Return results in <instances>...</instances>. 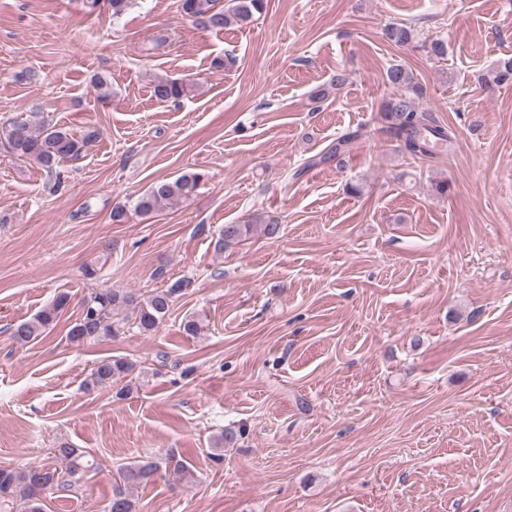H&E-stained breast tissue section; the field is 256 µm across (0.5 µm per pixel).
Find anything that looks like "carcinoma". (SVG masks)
I'll use <instances>...</instances> for the list:
<instances>
[{
    "mask_svg": "<svg viewBox=\"0 0 512 512\" xmlns=\"http://www.w3.org/2000/svg\"><path fill=\"white\" fill-rule=\"evenodd\" d=\"M266 7V0H181V10L207 29L222 30L230 25L243 27L252 22L255 15ZM387 39L404 46L415 39L414 30L405 24H393L386 29ZM386 82L394 89L383 104L381 119L387 135L398 144L399 150L419 158L432 153L436 144L452 142L451 132L436 124L428 113L418 109L417 101L425 94L423 86L413 74L400 64L386 70ZM349 79L339 70L330 82L313 92V98L327 100ZM512 83V58L499 63L483 87L492 92L495 88ZM182 81L158 78L153 84V96L161 102H176L186 93ZM4 135L7 152L17 159L39 164L53 174L61 164L77 159L84 149L100 135L95 126H88L79 137L63 127L47 124L39 112L28 118L11 123L0 131ZM359 137L356 131L347 132L336 139L323 159L338 162L349 151V145ZM202 175L185 173L173 181L159 180L152 183L135 202L134 210L142 215L157 212L181 199H187L197 190ZM251 224H226L216 246L240 242L250 235ZM183 284L175 282L165 289H155L138 296L131 291L101 288L91 292L82 303V314L71 326L68 339L76 345L100 338L116 337L128 322L137 324L143 333H152L171 311L175 296ZM70 297L66 293L56 296L51 304L39 311L31 320L14 327L13 340L26 345L43 336L59 320L68 307ZM134 362L125 357L111 356L99 360L89 375L86 386H119L118 396L129 394L130 384L125 379L135 370ZM62 467L27 466L24 468H0V512H45L44 496L54 490L71 492L80 477L91 470L94 460L90 454L62 443L53 449ZM167 471L174 479L180 477L186 466L173 456L163 459L142 457L119 469V478L126 487L146 485L154 481L161 471ZM108 512H137L136 502L124 490H116L108 504Z\"/></svg>",
    "mask_w": 512,
    "mask_h": 512,
    "instance_id": "obj_1",
    "label": "carcinoma"
}]
</instances>
